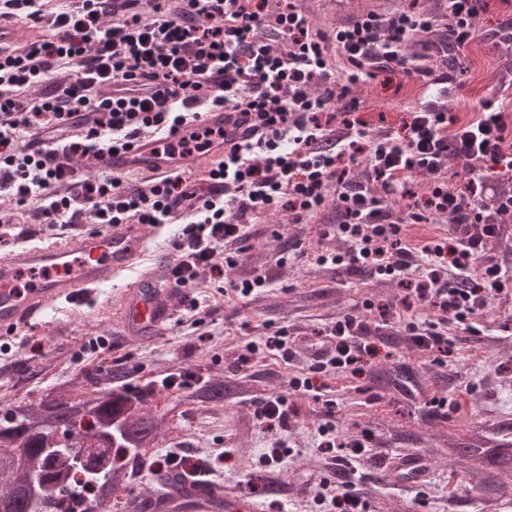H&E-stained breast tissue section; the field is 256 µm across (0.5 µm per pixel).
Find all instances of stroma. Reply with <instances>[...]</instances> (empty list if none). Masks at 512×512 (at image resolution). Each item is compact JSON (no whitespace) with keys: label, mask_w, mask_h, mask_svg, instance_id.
I'll return each instance as SVG.
<instances>
[{"label":"stroma","mask_w":512,"mask_h":512,"mask_svg":"<svg viewBox=\"0 0 512 512\" xmlns=\"http://www.w3.org/2000/svg\"><path fill=\"white\" fill-rule=\"evenodd\" d=\"M311 25L326 32L375 10L407 9L435 13L439 0H297ZM512 19V0H479L476 36L462 52L455 76L458 87L448 107L460 119L474 118L483 101L501 95L499 74L512 64V49L494 32ZM420 82L392 74L354 87L336 111H355L369 135L399 127L419 104ZM338 220L335 200L313 224H292L271 212L248 229L249 250L241 272L266 266L277 283L253 300L233 291L218 294L209 272L186 286L188 300L200 304L203 326L173 323L157 339L128 335L113 325L100 307L86 301L65 327L36 326L18 337L0 340V407L42 392H80L83 376L102 367H140L138 385L184 370L203 378H220L226 393L219 405L200 404L186 391L162 390L158 410L165 415L155 452L199 458L209 456L215 481L227 493L248 492L257 512H339L332 503L315 505V483L338 481L353 471L370 512H504L512 486L484 496L472 492L466 476L448 465L449 436L464 437L471 423L512 420V296L495 301L487 314L488 334L455 333L446 364L404 341L400 331L376 336L373 351L356 369H342L313 383L293 388L306 378L304 364L257 354L249 367L238 368L243 344L257 339L263 324L296 329L314 338L337 319L354 313L375 325L383 307L400 304L406 290L369 269L318 266L292 257L295 244L315 249L324 244L342 249L338 238L320 239L321 225ZM110 339V350L91 353L89 343ZM282 394L288 399V425L273 430L252 425L254 397ZM447 397V417L434 415L433 397ZM336 428L339 447H321L320 425ZM371 431L370 451L355 458L352 439ZM286 441L284 449L275 444ZM416 454L426 460L430 476L422 485L403 488L387 470L394 457Z\"/></svg>","instance_id":"35a3bbf8"}]
</instances>
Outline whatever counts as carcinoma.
Masks as SVG:
<instances>
[{"mask_svg": "<svg viewBox=\"0 0 512 512\" xmlns=\"http://www.w3.org/2000/svg\"><path fill=\"white\" fill-rule=\"evenodd\" d=\"M154 390L130 393L123 386L92 390L81 398L51 392L16 400L4 411L30 431L6 435L0 428V512H111L112 495L127 489L129 471L139 463L142 449L159 436L162 423L149 408ZM202 404L224 401V381L215 379L194 390ZM75 427L74 447L85 450L83 465L71 454L52 450L56 429ZM448 460L476 480L474 489L491 490L484 470L496 472L498 484L512 482V422L474 423L463 439L448 441ZM163 484L188 497L185 480L170 469ZM37 484L41 493L29 503L27 490Z\"/></svg>", "mask_w": 512, "mask_h": 512, "instance_id": "obj_1", "label": "carcinoma"}]
</instances>
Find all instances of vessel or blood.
<instances>
[{"label":"vessel or blood","instance_id":"1","mask_svg":"<svg viewBox=\"0 0 512 512\" xmlns=\"http://www.w3.org/2000/svg\"><path fill=\"white\" fill-rule=\"evenodd\" d=\"M218 130L209 154L221 156L225 145L245 140L251 134L238 113L216 107L203 112L200 123L183 126L179 135L188 139L199 127ZM200 157L165 149L155 139H141L111 160L112 172L130 170L155 175L198 169ZM164 227L160 224H92L81 233L55 237L32 244L23 240L0 252V338L24 334L30 327L48 325L60 302H79L103 285L126 282L120 314L131 335H162L182 306V292L168 282L172 260L164 252L150 253L151 242ZM37 274L33 287L17 283L26 274ZM396 483L417 484L424 480L422 461L414 455L395 458L390 468ZM224 502V512H255L249 495L226 494L222 485L211 483L197 498V512H210L213 500Z\"/></svg>","mask_w":512,"mask_h":512}]
</instances>
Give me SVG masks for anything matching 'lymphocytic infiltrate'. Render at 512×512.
Masks as SVG:
<instances>
[{
    "label": "lymphocytic infiltrate",
    "mask_w": 512,
    "mask_h": 512,
    "mask_svg": "<svg viewBox=\"0 0 512 512\" xmlns=\"http://www.w3.org/2000/svg\"><path fill=\"white\" fill-rule=\"evenodd\" d=\"M433 17L370 12L327 34L293 4L279 0H0V16L46 23V38L0 59V193L13 206L36 203L45 224H166L180 208L181 232L170 242L176 286L200 268L234 269L251 220L273 211L310 224L335 196L342 215L321 238L343 239L341 252L315 249L320 265L374 267L408 285L415 304L435 319L395 321L437 363L448 358L451 332H482L476 317L488 298L512 283V267L485 255L488 241H512V101L487 100L475 120L448 110L454 82L438 61L475 36L478 0H442ZM110 25H101L102 16ZM448 21L445 43L434 34ZM418 42L427 55L406 48ZM389 72L416 75L434 92L401 129L368 137L361 119H337L331 106L354 85ZM51 82L50 95L30 88ZM252 119V135L225 149L204 173V187L177 173L132 189L109 170L115 152L151 136L174 138L202 105ZM49 135L44 148L20 152L22 134ZM82 158L102 175L84 178ZM462 160L463 185L448 187V163ZM363 178H355L356 170ZM424 180L426 203L413 189ZM402 200L399 210L387 199ZM447 216L450 248L413 242L408 224ZM372 327L348 314L330 328L307 367L346 368L369 350Z\"/></svg>",
    "instance_id": "f902f5d3"
}]
</instances>
